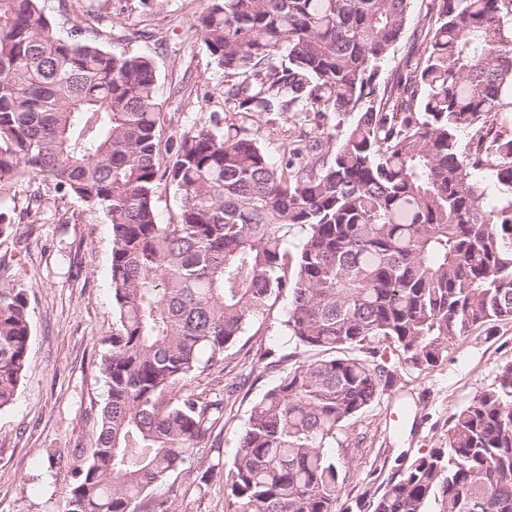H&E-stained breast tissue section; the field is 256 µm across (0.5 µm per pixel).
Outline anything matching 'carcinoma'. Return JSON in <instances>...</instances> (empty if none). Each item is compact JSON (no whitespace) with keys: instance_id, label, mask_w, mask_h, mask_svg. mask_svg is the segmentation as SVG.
<instances>
[{"instance_id":"cac0c4a2","label":"carcinoma","mask_w":512,"mask_h":512,"mask_svg":"<svg viewBox=\"0 0 512 512\" xmlns=\"http://www.w3.org/2000/svg\"><path fill=\"white\" fill-rule=\"evenodd\" d=\"M209 0L199 30L239 120L163 137L155 65L41 0H0V184L49 185L102 212L119 328L102 361L96 447L64 512H170L153 490L204 464L233 391L189 388L288 295L287 341L311 352L254 402L224 494L237 512H512V363L452 414L444 443L401 453L337 508L330 449L394 386L387 357L433 370L448 348L512 321V0ZM423 41L382 67L413 15ZM354 115L272 159L244 122ZM492 177L487 201L475 173ZM178 221L158 220L162 192ZM304 232L288 249L295 228ZM32 335L0 286V408Z\"/></svg>"}]
</instances>
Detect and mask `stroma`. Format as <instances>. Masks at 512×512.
<instances>
[{
  "label": "stroma",
  "instance_id": "stroma-1",
  "mask_svg": "<svg viewBox=\"0 0 512 512\" xmlns=\"http://www.w3.org/2000/svg\"><path fill=\"white\" fill-rule=\"evenodd\" d=\"M43 7L60 34L87 19L113 53L134 49L153 59L167 134L208 125L211 113H224V74L214 68L197 26L204 0H43ZM318 123L314 116L298 124L258 114L248 126L274 156L284 139L315 133ZM41 195L38 213L0 236V262L11 268L6 284L23 290L32 325L18 389L0 410V512H60L77 457L95 446L92 427L107 398L100 363L117 330L105 216L46 186ZM287 305L280 298L266 319L243 333L225 371L207 370L189 381L206 394L235 390L229 422L211 436L212 460L232 458L252 404L283 371L308 358L285 340ZM510 361L512 322L503 321L450 346L447 361L435 369H402L400 382L338 437L333 453L344 496L357 498L378 474H391L399 453L413 457L439 447L450 415L491 387L499 366ZM404 399L414 405L407 420L395 415ZM158 493L173 512L236 510L217 472L179 476Z\"/></svg>",
  "mask_w": 512,
  "mask_h": 512
}]
</instances>
